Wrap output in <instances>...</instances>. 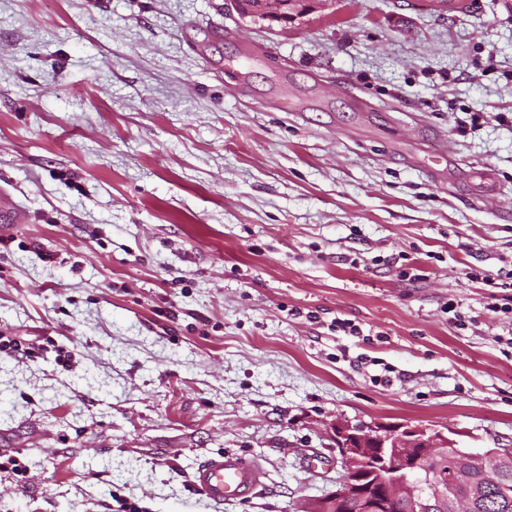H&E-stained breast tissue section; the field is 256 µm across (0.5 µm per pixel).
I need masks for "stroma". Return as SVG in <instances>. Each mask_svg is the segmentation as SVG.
I'll return each mask as SVG.
<instances>
[{"instance_id":"1","label":"stroma","mask_w":512,"mask_h":512,"mask_svg":"<svg viewBox=\"0 0 512 512\" xmlns=\"http://www.w3.org/2000/svg\"><path fill=\"white\" fill-rule=\"evenodd\" d=\"M463 2L0 0V512H306L339 415L512 446V0ZM255 6H249L243 0H231L236 11L243 17L259 18L269 21L282 20L283 15H287L286 8L288 7V15L292 20L302 18L318 8L325 6L328 3L335 2L334 0H303L301 2H293L295 0H257ZM288 1V2H286ZM302 5L296 12H290L292 5ZM468 276L470 279L481 280L488 288H512V269L505 271L501 267L495 274L484 269L472 270ZM262 474L249 462L233 455L205 458L192 476L196 490L216 504L242 499L262 484Z\"/></svg>"}]
</instances>
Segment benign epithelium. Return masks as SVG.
<instances>
[{"label": "benign epithelium", "instance_id": "1", "mask_svg": "<svg viewBox=\"0 0 512 512\" xmlns=\"http://www.w3.org/2000/svg\"><path fill=\"white\" fill-rule=\"evenodd\" d=\"M243 17L275 21L282 19L293 0H258L249 6L231 0ZM330 438L339 450L348 477L332 491L333 501L356 497L362 512H382L386 503L398 499L416 502L430 489L441 490L442 481L432 478V467L448 459L454 442L442 430L407 423L374 425L338 416L329 425ZM404 448H417L408 456ZM472 467L487 474L500 463L501 451L470 453Z\"/></svg>", "mask_w": 512, "mask_h": 512}]
</instances>
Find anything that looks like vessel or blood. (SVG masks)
I'll use <instances>...</instances> for the list:
<instances>
[{
  "mask_svg": "<svg viewBox=\"0 0 512 512\" xmlns=\"http://www.w3.org/2000/svg\"><path fill=\"white\" fill-rule=\"evenodd\" d=\"M196 490L220 504L244 498L262 483L261 473L249 462L233 455L205 458L192 476Z\"/></svg>",
  "mask_w": 512,
  "mask_h": 512,
  "instance_id": "1",
  "label": "vessel or blood"
}]
</instances>
